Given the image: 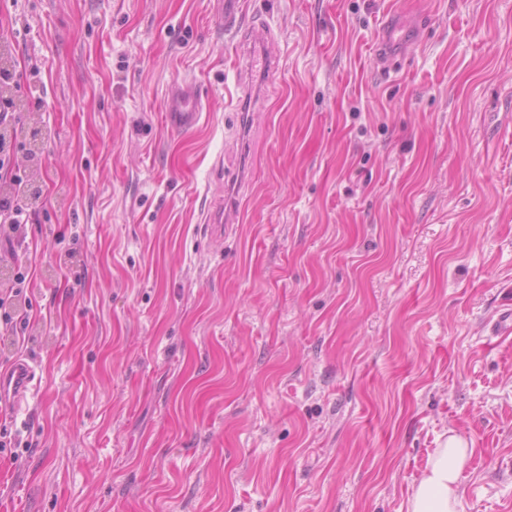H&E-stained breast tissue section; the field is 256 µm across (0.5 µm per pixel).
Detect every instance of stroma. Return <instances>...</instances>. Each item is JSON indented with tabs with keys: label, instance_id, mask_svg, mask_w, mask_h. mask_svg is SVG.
<instances>
[{
	"label": "stroma",
	"instance_id": "35a3bbf8",
	"mask_svg": "<svg viewBox=\"0 0 512 512\" xmlns=\"http://www.w3.org/2000/svg\"><path fill=\"white\" fill-rule=\"evenodd\" d=\"M218 8L0 0L41 193L4 267L35 274L0 357L38 383L0 512H407L450 432L464 512H512V0H242L235 33ZM257 23L277 62L247 102ZM409 29L401 22L393 18L386 21V31L379 48V61L389 67L396 64L395 57L389 52L391 47L402 44L408 34ZM201 103L188 84H175L168 97L166 122L171 129L187 131L197 126Z\"/></svg>",
	"mask_w": 512,
	"mask_h": 512
}]
</instances>
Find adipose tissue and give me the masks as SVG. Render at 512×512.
<instances>
[{"label":"adipose tissue","mask_w":512,"mask_h":512,"mask_svg":"<svg viewBox=\"0 0 512 512\" xmlns=\"http://www.w3.org/2000/svg\"><path fill=\"white\" fill-rule=\"evenodd\" d=\"M471 455L467 441L449 435L430 455L409 499L408 512H463L460 478Z\"/></svg>","instance_id":"obj_1"}]
</instances>
